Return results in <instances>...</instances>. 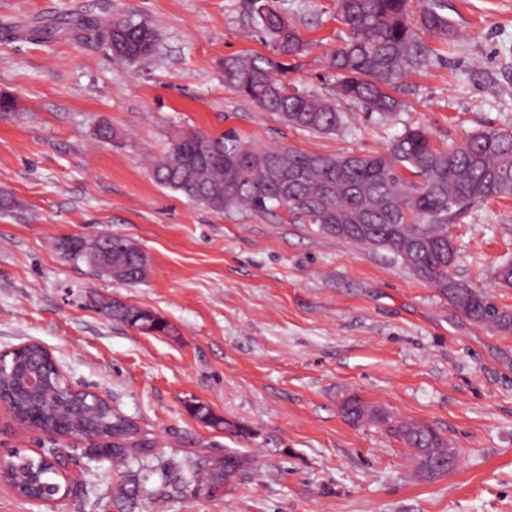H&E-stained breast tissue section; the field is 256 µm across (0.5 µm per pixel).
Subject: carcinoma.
I'll list each match as a JSON object with an SVG mask.
<instances>
[{
	"mask_svg": "<svg viewBox=\"0 0 512 512\" xmlns=\"http://www.w3.org/2000/svg\"><path fill=\"white\" fill-rule=\"evenodd\" d=\"M411 0H336V19L346 27L343 45L326 56L336 72V97L390 116L399 111L397 95L405 78L429 58L423 34L452 37L444 0H422L419 16L410 20ZM260 30L275 43L278 57L255 53L224 58V82L261 108L276 112L291 125L313 133H331L344 116L330 99L305 95L275 75L285 58L310 48L275 0H248ZM102 37L127 58H146L155 50L153 27L131 18L109 16L99 22ZM159 184L219 213L247 210L258 215L281 207L295 224H314L318 232L370 249H384L415 277L434 284L448 304L470 321L503 332L512 331V311L500 309L476 289L450 274L456 250L448 224L465 211L491 199L512 197V130L487 128L448 148L435 147L429 132L408 128L383 153L324 155L275 146L256 149L234 131L219 136L191 131L170 144L153 169ZM74 261H85L130 284L142 280L146 257L132 241L111 235L105 251L88 249L82 236L59 241ZM105 318L133 329L151 326L170 332L159 315L117 300L99 302ZM44 377L36 396L26 385L31 371ZM54 363L40 345L30 343L10 357L0 374V398L20 420L35 419L38 428L94 437L88 448L97 459L117 464L144 463L156 442L129 417L104 399L73 400L62 391ZM345 419H365L388 430L410 449L415 472L431 479L448 471L457 450L436 429L394 418L358 399L346 402ZM248 458L231 448L222 456L200 458L187 452L169 463L168 486L179 494L186 487L213 494L245 471ZM64 452L35 458L18 451L5 460L0 478L20 496L50 499L62 492ZM152 498L143 485L124 478L112 490L117 505Z\"/></svg>",
	"mask_w": 512,
	"mask_h": 512,
	"instance_id": "1",
	"label": "carcinoma"
}]
</instances>
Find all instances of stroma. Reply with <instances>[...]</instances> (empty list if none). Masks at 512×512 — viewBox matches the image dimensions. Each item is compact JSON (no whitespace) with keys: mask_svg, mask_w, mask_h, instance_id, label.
Wrapping results in <instances>:
<instances>
[{"mask_svg":"<svg viewBox=\"0 0 512 512\" xmlns=\"http://www.w3.org/2000/svg\"><path fill=\"white\" fill-rule=\"evenodd\" d=\"M453 38L425 35L427 63L389 117L339 101L344 125L313 134L288 125L224 83V59L274 44L247 0H0V353L36 341L69 381L109 402L158 453L219 456L250 465L223 494L159 497L156 458L130 473L156 492L135 512H512V332L469 321L433 284L385 250L254 214H217L152 175L173 139L232 130L251 146L317 154L385 151L407 127L435 146L512 128V0H447ZM310 55L280 80L330 95L323 57L341 43L336 0H279ZM120 14L149 22L155 53L114 57L99 34L47 40L8 34L41 18ZM108 123L110 139L96 129ZM456 278L512 311L496 283L512 262V197L450 224ZM121 234L148 259L128 284L57 249L72 235ZM118 299L159 314L168 334H145L96 309ZM438 428L458 463L413 476L407 447L382 427L352 423L348 400ZM207 404L215 427L193 416ZM89 440L50 437L0 406V457L63 448L75 458L70 492L46 504L0 483V512H118L120 475L89 461Z\"/></svg>","mask_w":512,"mask_h":512,"instance_id":"obj_1","label":"stroma"}]
</instances>
